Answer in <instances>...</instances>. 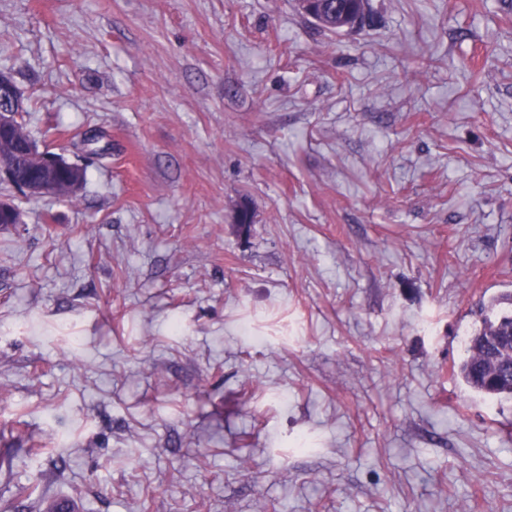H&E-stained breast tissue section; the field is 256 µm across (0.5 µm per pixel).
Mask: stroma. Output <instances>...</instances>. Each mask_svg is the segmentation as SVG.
<instances>
[{
	"label": "stroma",
	"mask_w": 512,
	"mask_h": 512,
	"mask_svg": "<svg viewBox=\"0 0 512 512\" xmlns=\"http://www.w3.org/2000/svg\"><path fill=\"white\" fill-rule=\"evenodd\" d=\"M369 7L0 0L85 172L0 184V512H512V401L456 373L512 292V0ZM331 11L333 17H325L318 24L325 31L333 34L359 32L365 26H369L371 22L368 0H339L338 7L336 9L331 8ZM358 11L361 13V18L358 23H355L353 17ZM367 18H369V22L366 25Z\"/></svg>",
	"instance_id": "35a3bbf8"
}]
</instances>
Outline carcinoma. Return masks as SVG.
I'll return each mask as SVG.
<instances>
[{
	"mask_svg": "<svg viewBox=\"0 0 512 512\" xmlns=\"http://www.w3.org/2000/svg\"><path fill=\"white\" fill-rule=\"evenodd\" d=\"M333 16L319 21V26L333 34L359 32L366 26L370 17L368 0H338V7L332 10ZM512 305V295L508 294L482 306L484 315L480 327L465 340L459 374L472 390L490 399L512 398V380L501 375V366L494 359L490 336H504L512 329V311L497 309L502 302Z\"/></svg>",
	"mask_w": 512,
	"mask_h": 512,
	"instance_id": "carcinoma-1",
	"label": "carcinoma"
}]
</instances>
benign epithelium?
Here are the masks:
<instances>
[{"label":"benign epithelium","instance_id":"benign-epithelium-1","mask_svg":"<svg viewBox=\"0 0 512 512\" xmlns=\"http://www.w3.org/2000/svg\"><path fill=\"white\" fill-rule=\"evenodd\" d=\"M20 93L12 78L0 71V148L15 144L23 152L0 151V182L30 195L69 196L79 187L75 179H61L57 171L69 162L60 155L39 151L20 124Z\"/></svg>","mask_w":512,"mask_h":512}]
</instances>
